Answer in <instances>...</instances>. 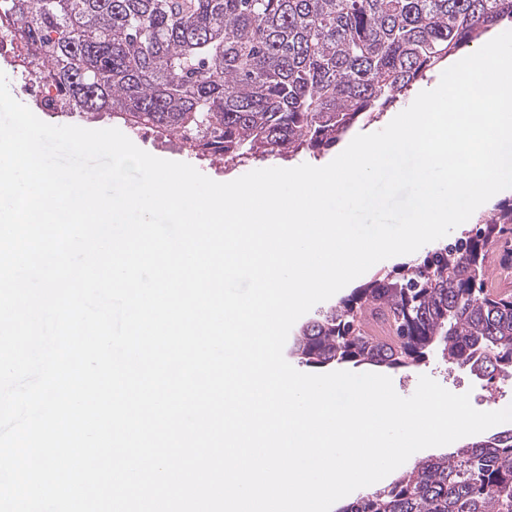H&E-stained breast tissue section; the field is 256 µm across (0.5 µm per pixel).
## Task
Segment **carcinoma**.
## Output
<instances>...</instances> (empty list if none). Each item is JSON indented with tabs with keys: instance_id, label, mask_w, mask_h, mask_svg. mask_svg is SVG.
<instances>
[{
	"instance_id": "1",
	"label": "carcinoma",
	"mask_w": 512,
	"mask_h": 512,
	"mask_svg": "<svg viewBox=\"0 0 512 512\" xmlns=\"http://www.w3.org/2000/svg\"><path fill=\"white\" fill-rule=\"evenodd\" d=\"M505 19L512 0H0L14 69L55 87L60 117L104 112L235 164L331 149ZM511 234L508 200L352 289L293 353L395 369L438 349L477 377L512 374V297L490 292L485 263ZM387 313L396 350L356 328ZM339 512H512V429L417 460Z\"/></svg>"
}]
</instances>
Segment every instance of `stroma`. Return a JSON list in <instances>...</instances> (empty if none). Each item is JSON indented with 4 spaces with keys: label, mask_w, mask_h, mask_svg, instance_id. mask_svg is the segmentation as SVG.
<instances>
[{
    "label": "stroma",
    "mask_w": 512,
    "mask_h": 512,
    "mask_svg": "<svg viewBox=\"0 0 512 512\" xmlns=\"http://www.w3.org/2000/svg\"><path fill=\"white\" fill-rule=\"evenodd\" d=\"M140 149L166 157L173 161L190 162L201 173L215 181L237 179L240 176L266 168L263 159L251 160L242 164H227L222 159L193 160L178 140H168L156 133L137 134L132 138ZM389 377L395 391L403 397L411 396L417 387L420 376L426 375L445 389L460 394L469 393L472 406L480 411H491L512 405V375L498 374L495 378L478 377L469 372L451 369L443 359L440 351H432L429 356L416 366L389 370Z\"/></svg>",
    "instance_id": "obj_1"
}]
</instances>
